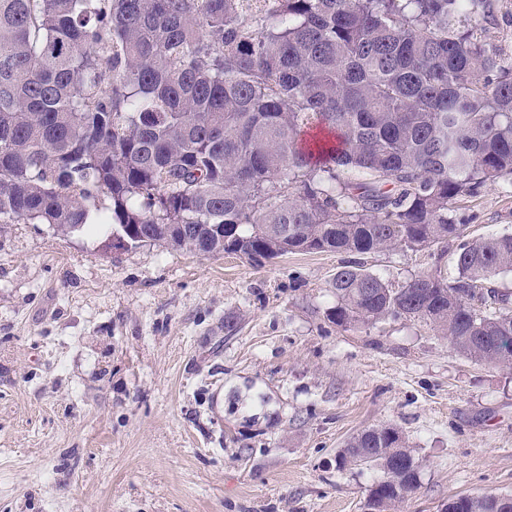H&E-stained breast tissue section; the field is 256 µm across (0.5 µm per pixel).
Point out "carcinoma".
Listing matches in <instances>:
<instances>
[{
	"label": "carcinoma",
	"mask_w": 512,
	"mask_h": 512,
	"mask_svg": "<svg viewBox=\"0 0 512 512\" xmlns=\"http://www.w3.org/2000/svg\"><path fill=\"white\" fill-rule=\"evenodd\" d=\"M494 0H0V224L261 263L459 241L456 275L394 287L336 270L333 319L429 321L512 365V233L454 205L512 177V64L466 28ZM380 512L418 487L392 427L365 430ZM459 512H512L464 495Z\"/></svg>",
	"instance_id": "obj_1"
}]
</instances>
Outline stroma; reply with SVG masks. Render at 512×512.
Wrapping results in <instances>:
<instances>
[{"mask_svg":"<svg viewBox=\"0 0 512 512\" xmlns=\"http://www.w3.org/2000/svg\"><path fill=\"white\" fill-rule=\"evenodd\" d=\"M471 25L512 63V0ZM456 213L467 237L512 233V184ZM111 233L0 224V512H361L381 473L337 457L384 426L420 463L397 512L512 494V367L417 317L336 325L349 254L259 265ZM363 262L396 285L456 273L450 252Z\"/></svg>","mask_w":512,"mask_h":512,"instance_id":"35a3bbf8","label":"stroma"}]
</instances>
